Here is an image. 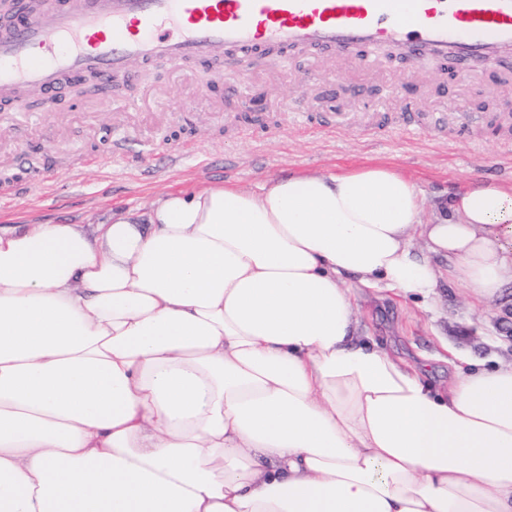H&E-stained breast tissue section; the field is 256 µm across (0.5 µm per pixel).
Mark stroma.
Here are the masks:
<instances>
[{
    "label": "stroma",
    "mask_w": 512,
    "mask_h": 512,
    "mask_svg": "<svg viewBox=\"0 0 512 512\" xmlns=\"http://www.w3.org/2000/svg\"><path fill=\"white\" fill-rule=\"evenodd\" d=\"M288 65L276 53L218 62L187 59L176 66L137 62L111 91L107 111L101 79L64 85L53 95L56 122H17L0 130V224L93 223L111 211L147 208L170 190L233 182L250 189L291 172L336 173L368 161L398 167L426 200L437 202L483 181L512 185V124L484 122L421 128L424 114L449 102L494 103L512 114V83L464 62L467 83L454 81L432 58L398 55L372 71L358 51L292 48ZM131 143L112 155V135ZM188 154L180 167L171 157ZM433 265L440 285L432 300L394 299L356 290L358 317L398 354L428 364L447 384L443 345L489 361L512 362V286L491 303L459 287L449 262Z\"/></svg>",
    "instance_id": "stroma-1"
}]
</instances>
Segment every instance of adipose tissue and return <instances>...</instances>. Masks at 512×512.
<instances>
[{"label": "adipose tissue", "mask_w": 512, "mask_h": 512, "mask_svg": "<svg viewBox=\"0 0 512 512\" xmlns=\"http://www.w3.org/2000/svg\"><path fill=\"white\" fill-rule=\"evenodd\" d=\"M387 163L0 225V512H512V363L426 366L350 285H512V185Z\"/></svg>", "instance_id": "1"}]
</instances>
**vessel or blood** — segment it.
Listing matches in <instances>:
<instances>
[{"label": "vessel or blood", "instance_id": "vessel-or-blood-1", "mask_svg": "<svg viewBox=\"0 0 512 512\" xmlns=\"http://www.w3.org/2000/svg\"><path fill=\"white\" fill-rule=\"evenodd\" d=\"M389 42L437 60L512 70V0H44L0 32V98L26 110L24 90L51 93L93 70L178 65L268 46L373 48Z\"/></svg>", "mask_w": 512, "mask_h": 512}]
</instances>
